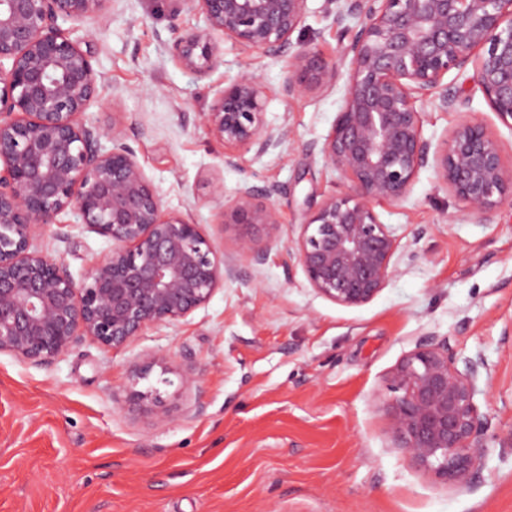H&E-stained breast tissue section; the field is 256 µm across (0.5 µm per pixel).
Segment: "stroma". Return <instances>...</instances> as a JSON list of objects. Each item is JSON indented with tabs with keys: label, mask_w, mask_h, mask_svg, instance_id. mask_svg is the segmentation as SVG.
<instances>
[{
	"label": "stroma",
	"mask_w": 512,
	"mask_h": 512,
	"mask_svg": "<svg viewBox=\"0 0 512 512\" xmlns=\"http://www.w3.org/2000/svg\"><path fill=\"white\" fill-rule=\"evenodd\" d=\"M202 24L179 0H111L91 44L100 96L83 119L118 125L165 210L200 224L236 274L124 348L83 337L38 364L0 353V512H512V447L499 442L512 431V203L478 220L422 168L404 201L375 206L400 241L386 287L360 307L327 299L288 247L306 210L347 190L321 153L345 85L287 99L291 56L248 57L229 41L197 74L170 45L173 28ZM355 26L308 0L291 41L334 58ZM247 68L266 87V125L292 135L230 165L198 116ZM417 108L433 145L467 118L512 166V128L482 97L465 114ZM245 184L277 190L279 239L260 264L238 255L240 226L221 221ZM36 246L77 280L112 248L70 211ZM428 339L490 367L478 398L487 446L467 488L389 445L386 379ZM153 388L160 402L132 401Z\"/></svg>",
	"instance_id": "obj_1"
}]
</instances>
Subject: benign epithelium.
Instances as JSON below:
<instances>
[{
	"label": "benign epithelium",
	"instance_id": "benign-epithelium-1",
	"mask_svg": "<svg viewBox=\"0 0 512 512\" xmlns=\"http://www.w3.org/2000/svg\"><path fill=\"white\" fill-rule=\"evenodd\" d=\"M110 0H0V353L44 362L80 336L123 348L151 326L183 319L204 305L234 265L199 225L164 210L135 152L117 127L82 116L99 97L89 44ZM204 27L174 30L172 51L205 72L224 55V40L246 56L275 58L291 48L307 0H180ZM336 22L358 25L339 58L299 47L284 91L325 92L346 80V95L322 148L349 183L303 215L288 248L318 293L345 307L371 302L395 272L398 239L375 204L399 203L421 168L480 220L512 202V170L486 128L461 121L431 149L416 102L464 112L482 95L512 127V0H325ZM70 22L72 32L61 24ZM451 69L472 70L462 94L442 84ZM265 87L243 71L199 122L233 150L227 162L260 155L290 136L264 124ZM108 137L112 148H102ZM277 189L244 185L224 200L222 223L247 228L240 256L260 263L281 222ZM75 212L112 249L77 283L64 264L32 249L45 224ZM485 360L458 359L448 344L419 343L390 372L383 410L392 447L458 487L470 483L486 447V418L476 398Z\"/></svg>",
	"mask_w": 512,
	"mask_h": 512
}]
</instances>
